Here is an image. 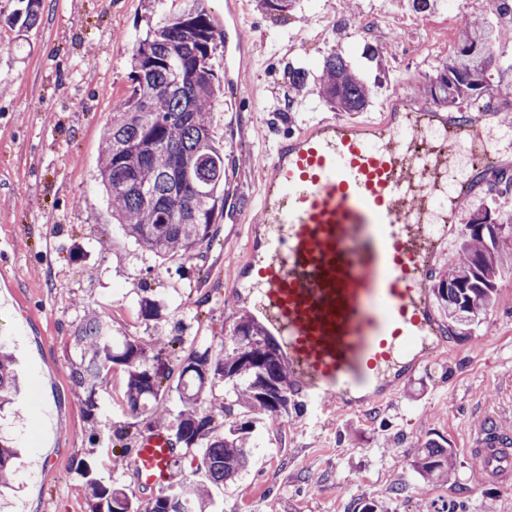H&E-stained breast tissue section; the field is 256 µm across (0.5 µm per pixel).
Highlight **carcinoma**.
Returning a JSON list of instances; mask_svg holds the SVG:
<instances>
[{
	"label": "carcinoma",
	"instance_id": "obj_1",
	"mask_svg": "<svg viewBox=\"0 0 512 512\" xmlns=\"http://www.w3.org/2000/svg\"><path fill=\"white\" fill-rule=\"evenodd\" d=\"M167 2H149L158 20L135 40L133 85L105 128L99 176L112 203V218L126 236L159 257L183 259L202 256L212 226L223 217L217 190L224 183V151L212 139L206 114L222 91L213 59L224 47V35L212 24L205 0H185L178 13L168 11ZM40 7L41 0H19V8L5 22L33 27ZM499 47V25L466 20L456 31L449 62L431 82V100L461 109L511 85L512 55H498ZM319 94L332 111L359 112L368 106L372 87L354 61L336 48L323 56ZM505 196H512V178L498 179L491 195L470 215L455 262L433 284V295L455 328L474 325L493 301L504 254L501 230L512 229V213L498 208ZM76 341L80 362L72 379L87 393L88 410L96 408V387L112 365L126 366V411L146 416L151 424L165 417L175 442L201 450V465L216 485L248 467L256 424L272 423L291 408L287 372L277 349L246 317L224 353L191 349L172 387L162 386L165 375L150 366L142 340L112 335L110 324L94 313L79 325ZM218 383L243 409L242 419L222 434L213 426L216 412L199 407L205 389ZM17 392L13 355L1 344L0 409L13 403ZM169 392L181 403L171 418L165 399ZM17 458L13 439L0 433V486L9 484ZM454 461L448 440L429 439L411 467L428 481L443 482ZM88 486L93 512H138L122 488H107L95 479ZM212 505L207 488L184 477L170 483L143 512H206Z\"/></svg>",
	"mask_w": 512,
	"mask_h": 512
}]
</instances>
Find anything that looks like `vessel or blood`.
<instances>
[{"label":"vessel or blood","instance_id":"vessel-or-blood-1","mask_svg":"<svg viewBox=\"0 0 512 512\" xmlns=\"http://www.w3.org/2000/svg\"><path fill=\"white\" fill-rule=\"evenodd\" d=\"M484 120H448L435 103L416 115L387 107L370 137L364 125L316 119L274 141L255 204L226 199L233 223L262 213L230 288L248 284L247 301L288 364L299 418L379 406L438 350L429 252L435 223L448 221L445 202L457 200L441 174L462 150L452 140L420 154L410 143L426 124L475 138ZM469 450L490 480L512 479V427L499 415L487 416ZM173 454L164 430L145 437L132 460L137 485L161 484Z\"/></svg>","mask_w":512,"mask_h":512}]
</instances>
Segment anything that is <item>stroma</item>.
Returning <instances> with one entry per match:
<instances>
[{"instance_id": "1", "label": "stroma", "mask_w": 512, "mask_h": 512, "mask_svg": "<svg viewBox=\"0 0 512 512\" xmlns=\"http://www.w3.org/2000/svg\"><path fill=\"white\" fill-rule=\"evenodd\" d=\"M248 58L241 88L255 93L253 112L230 128L223 99L209 120L214 139H236L231 190L252 200L260 180L259 152L276 131L328 115L315 85L292 91L298 68L316 69L342 46L361 59L375 102L426 101L425 86L453 48L462 18L494 21L489 0L465 8L450 0L430 13L408 0H300L277 15L259 0H239ZM147 0H42V21L21 32L0 26V336L16 356L24 390L0 423L22 454L0 499V512H91L89 478L118 484L136 501L134 450L152 429L122 405L127 375L111 368L90 410L75 392L80 361L75 330L96 310L115 335L163 337L149 346L153 369L176 371L191 347L223 350L240 317L227 290L235 254L248 244L244 225L220 223L203 258L165 261L141 249L112 222L97 180L103 130L132 84L136 34L147 29ZM404 27L393 40L387 26ZM373 47L375 59L364 58ZM491 132L501 174L512 176V91L494 94ZM39 223H32V215ZM163 302L156 320L139 314L141 299ZM453 382H445L448 368ZM512 418V253L498 275L488 313L468 335L447 334L445 358L398 387L393 405L355 409L314 430L293 415L262 429L252 460L237 481L214 486L221 512H355L374 498L390 512H512V491L489 481L468 452L486 413ZM448 439L456 451L446 482L418 478L409 460L426 440Z\"/></svg>"}]
</instances>
